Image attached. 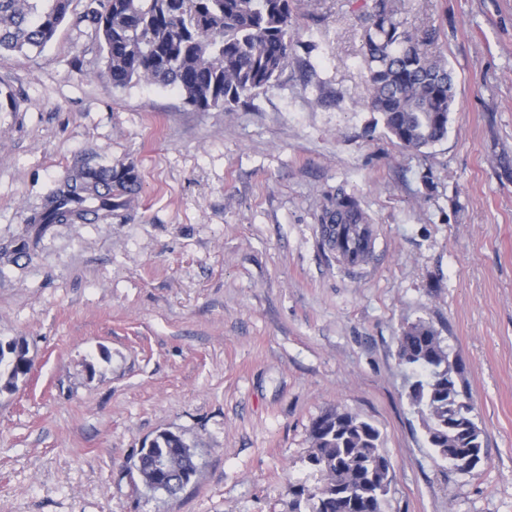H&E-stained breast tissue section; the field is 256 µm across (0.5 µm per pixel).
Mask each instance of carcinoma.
Returning a JSON list of instances; mask_svg holds the SVG:
<instances>
[{
    "label": "carcinoma",
    "mask_w": 512,
    "mask_h": 512,
    "mask_svg": "<svg viewBox=\"0 0 512 512\" xmlns=\"http://www.w3.org/2000/svg\"><path fill=\"white\" fill-rule=\"evenodd\" d=\"M72 0H0V51L41 50L65 21ZM293 0H89L85 17L95 25L112 85L142 80L179 93L207 112H231L273 87L293 54ZM363 48L368 69V108L381 114L387 134L403 148L419 151L447 137L455 101L448 65L428 52L433 33L420 37L397 19L396 0H370ZM131 165L118 164L110 177L77 170L46 198L31 224L87 221L127 205L138 190ZM356 199L337 196L324 209L329 237L358 234ZM399 357L423 372L410 392L421 411L427 442L456 470L471 472L469 460L483 453L482 431L473 418L464 368L450 363L433 327L418 321L404 331ZM30 370L28 347L0 337V393L10 391ZM309 461L319 484L291 485L293 512H383L390 490L389 463L380 431L349 412H330L310 428ZM190 444L163 431L157 452L169 457L166 470L150 456L135 467L169 496L183 490L181 472L198 468Z\"/></svg>",
    "instance_id": "carcinoma-1"
}]
</instances>
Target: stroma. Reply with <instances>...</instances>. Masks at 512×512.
<instances>
[{
	"instance_id": "35a3bbf8",
	"label": "stroma",
	"mask_w": 512,
	"mask_h": 512,
	"mask_svg": "<svg viewBox=\"0 0 512 512\" xmlns=\"http://www.w3.org/2000/svg\"><path fill=\"white\" fill-rule=\"evenodd\" d=\"M88 2L0 54V336L33 360L0 394V512H292L333 410L379 429L384 512H512V0H396L455 80L448 135L419 152L366 106V0H294L287 69L231 112L113 87ZM119 163L141 182L126 208L30 223L73 168ZM340 190L375 238L354 267L321 234ZM421 320L464 366L469 473L409 399L398 349ZM163 430L198 453L175 498L133 467Z\"/></svg>"
}]
</instances>
